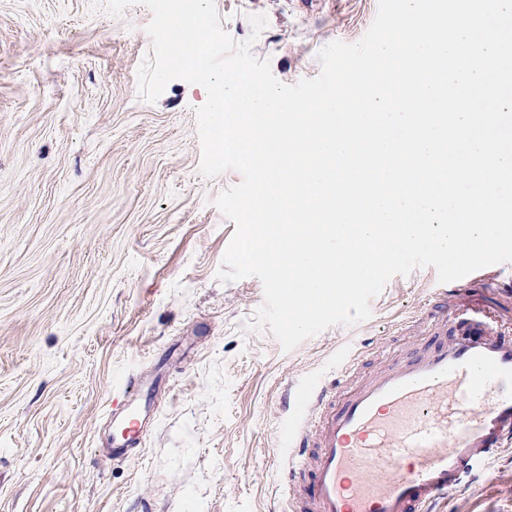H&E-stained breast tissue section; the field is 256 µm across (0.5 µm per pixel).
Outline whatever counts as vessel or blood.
I'll return each instance as SVG.
<instances>
[{"instance_id":"vessel-or-blood-1","label":"vessel or blood","mask_w":512,"mask_h":512,"mask_svg":"<svg viewBox=\"0 0 512 512\" xmlns=\"http://www.w3.org/2000/svg\"><path fill=\"white\" fill-rule=\"evenodd\" d=\"M300 401L283 446L288 477H305L290 512H427L448 485L512 440V339L464 331L384 372ZM112 407L113 458L137 448L155 383L124 379Z\"/></svg>"}]
</instances>
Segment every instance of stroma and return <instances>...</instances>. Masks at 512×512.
I'll list each match as a JSON object with an SVG mask.
<instances>
[{
	"label": "stroma",
	"mask_w": 512,
	"mask_h": 512,
	"mask_svg": "<svg viewBox=\"0 0 512 512\" xmlns=\"http://www.w3.org/2000/svg\"><path fill=\"white\" fill-rule=\"evenodd\" d=\"M222 28L293 85L318 52L358 43L379 0H214ZM267 25L253 34L250 16ZM148 7L92 0H0V512H288L282 427L308 385L385 370L420 353L439 305L437 273L392 277L371 316L284 350L246 329L258 277H217L235 225L214 204L240 183L204 177L196 110L204 87L170 82L142 100L152 54ZM512 262L449 288L448 321L501 328ZM160 375L156 418L125 459L104 450L125 375ZM432 512H512V443L450 487Z\"/></svg>",
	"instance_id": "obj_1"
}]
</instances>
